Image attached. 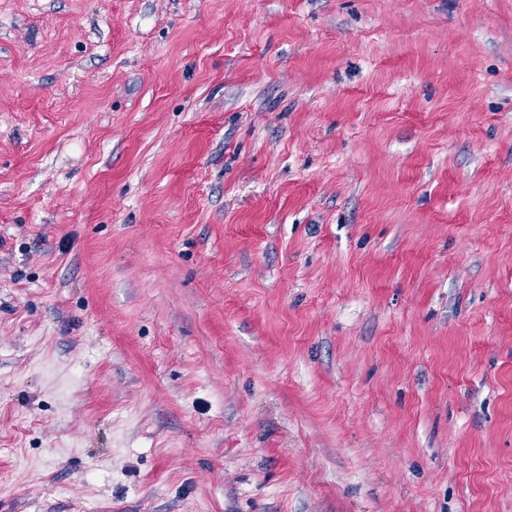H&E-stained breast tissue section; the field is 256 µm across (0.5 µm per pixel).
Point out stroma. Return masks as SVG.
I'll use <instances>...</instances> for the list:
<instances>
[{"instance_id": "35a3bbf8", "label": "stroma", "mask_w": 512, "mask_h": 512, "mask_svg": "<svg viewBox=\"0 0 512 512\" xmlns=\"http://www.w3.org/2000/svg\"><path fill=\"white\" fill-rule=\"evenodd\" d=\"M0 512H512V0H0Z\"/></svg>"}]
</instances>
